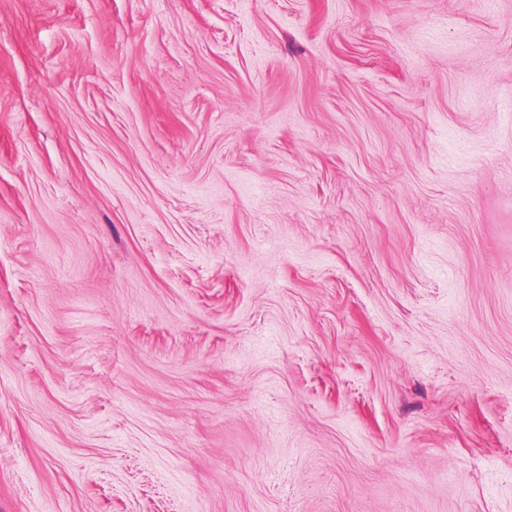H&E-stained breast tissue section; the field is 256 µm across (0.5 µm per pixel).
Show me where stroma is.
<instances>
[{
    "instance_id": "1",
    "label": "stroma",
    "mask_w": 512,
    "mask_h": 512,
    "mask_svg": "<svg viewBox=\"0 0 512 512\" xmlns=\"http://www.w3.org/2000/svg\"><path fill=\"white\" fill-rule=\"evenodd\" d=\"M0 512H512V0H0Z\"/></svg>"
}]
</instances>
